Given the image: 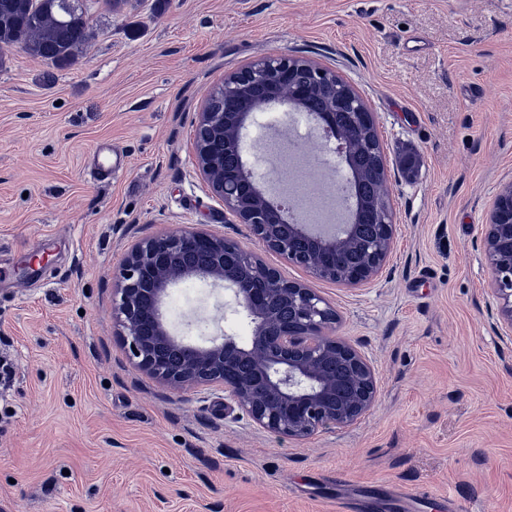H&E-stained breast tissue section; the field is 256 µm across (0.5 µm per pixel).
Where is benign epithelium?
Returning <instances> with one entry per match:
<instances>
[{
    "label": "benign epithelium",
    "mask_w": 512,
    "mask_h": 512,
    "mask_svg": "<svg viewBox=\"0 0 512 512\" xmlns=\"http://www.w3.org/2000/svg\"><path fill=\"white\" fill-rule=\"evenodd\" d=\"M224 111L204 103L195 127L196 168L224 213L242 224L262 247L305 268L314 277L347 286L374 281L393 245V214L387 198V169L374 113L359 93L322 65L279 55L260 58L224 77L218 86ZM325 94L311 113L326 147L346 163L336 197L347 205L346 220L320 232L298 217H284L271 203L268 185L243 160L244 131L256 113L278 105L308 111L310 98ZM347 109L338 122L336 104ZM371 150L379 164L355 168L352 157ZM373 181L375 198L360 201L355 187ZM370 212L378 232L364 236L355 221ZM481 249L490 270L487 294L492 325L512 343V179L499 185L482 225ZM232 292L252 324L245 344L220 336L204 346L171 333L162 305L168 290L192 278ZM112 320L134 366L177 392L200 386L225 396L256 426L291 440L330 427L357 425L377 398L375 369L357 348L335 335L338 314L314 289L283 278L253 250L206 230L173 231L133 243L114 274Z\"/></svg>",
    "instance_id": "obj_1"
}]
</instances>
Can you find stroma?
<instances>
[{
  "label": "stroma",
  "instance_id": "35a3bbf8",
  "mask_svg": "<svg viewBox=\"0 0 512 512\" xmlns=\"http://www.w3.org/2000/svg\"><path fill=\"white\" fill-rule=\"evenodd\" d=\"M85 5L92 39L71 67L0 53V512H335L350 489L363 512H438L435 496L512 512V348L490 326L477 247L512 178V0ZM282 54L334 71L373 112L395 224L366 285L262 254L338 311L337 335L376 371L359 424L300 441L220 388L148 378L112 321L113 274L138 239L205 227L254 247L194 166V121L226 75ZM306 145L286 183L315 216L345 169L318 132ZM100 147L126 167L96 173ZM164 312L196 344L252 333L230 291L195 279Z\"/></svg>",
  "mask_w": 512,
  "mask_h": 512
}]
</instances>
